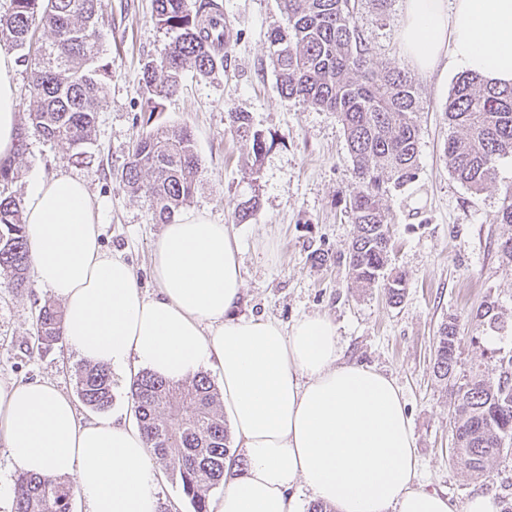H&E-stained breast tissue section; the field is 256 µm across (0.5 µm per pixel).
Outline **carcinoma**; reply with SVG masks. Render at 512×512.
Segmentation results:
<instances>
[{
  "label": "carcinoma",
  "instance_id": "1",
  "mask_svg": "<svg viewBox=\"0 0 512 512\" xmlns=\"http://www.w3.org/2000/svg\"><path fill=\"white\" fill-rule=\"evenodd\" d=\"M287 27L269 35L271 61L281 96L334 112L346 136L356 187L346 209L357 229L345 254L354 283L380 286L392 303L404 296L406 279L388 271L390 230L384 199L390 189L417 175L420 111L415 81L407 72L377 64L356 25L359 0H282ZM104 0H10L0 16V47L25 49L29 67L28 125L49 141L78 149L90 140L96 115L108 95L107 68L97 64V31ZM222 0H154V19L170 34L161 55L145 63L141 111L154 113L158 100L175 95L184 71L208 77L224 67L230 39L217 30ZM47 32L35 37L36 30ZM452 135L444 156L452 176L474 193L495 179L497 162L512 155V87L489 86L476 74L459 77L445 104ZM236 136L252 142L254 158L265 149L246 112H228ZM201 175L192 132L157 128L138 136L120 178L142 194L167 224L193 197ZM28 246L22 201L0 195V275L17 290L28 287ZM476 328L512 330L497 307L476 310ZM62 339V311L46 302L35 323V340L51 346ZM461 343L453 318L443 322L435 347L434 372L449 379ZM76 385L82 402L98 411L112 403L111 372L85 365ZM147 444L171 475L179 478L193 512H208L207 490L224 481L229 459L224 400L199 373L174 384L144 371L130 387ZM455 457L481 475L488 462L512 443V356L500 363L497 381L478 377L459 386ZM72 488L60 479L21 473L12 512H70Z\"/></svg>",
  "mask_w": 512,
  "mask_h": 512
}]
</instances>
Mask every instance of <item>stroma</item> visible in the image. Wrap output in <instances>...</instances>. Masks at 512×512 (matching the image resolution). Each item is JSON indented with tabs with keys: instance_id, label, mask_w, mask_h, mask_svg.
<instances>
[{
	"instance_id": "1",
	"label": "stroma",
	"mask_w": 512,
	"mask_h": 512,
	"mask_svg": "<svg viewBox=\"0 0 512 512\" xmlns=\"http://www.w3.org/2000/svg\"><path fill=\"white\" fill-rule=\"evenodd\" d=\"M223 2L232 34L224 68L206 78L186 71L180 91L150 116L141 110L140 72L160 56L169 36L153 21L152 0H106L97 28L111 76L90 141L77 157L67 144L29 132L8 193L25 197L32 175L61 167L85 178L102 206L104 250L121 253L142 290L154 293L152 249L163 225L144 197L128 192L119 173L146 129L188 128L202 175L186 209L231 225L239 244L245 285L234 315L273 317L286 325L305 315L328 316L338 327L344 360L376 368L400 388L416 438L419 485L461 506L477 489L512 501V455L490 462L481 477L457 463L451 394L475 375L497 380L499 357L512 355V335L476 331L472 321L487 302L512 320V263L498 249L512 237V224L496 220L512 187V156L499 160L495 180L480 193L453 178L443 154L453 133L444 107L458 76L423 74L403 58V0H390L384 17L364 0L356 22L375 60L409 71L422 104L417 178L387 198L392 265L409 286L398 304L389 303L383 289L356 287L339 259L354 235L345 212L354 178L342 124L335 113L280 95L269 52L270 33L285 24L279 0ZM232 109L249 113L265 138L260 161H253L250 142L231 130ZM252 197L258 200L255 214L235 222V206ZM322 250L330 255L324 264L313 259ZM50 298L32 286L17 291L0 278V381L49 380L73 397L81 360L65 342L46 350L34 342L36 316ZM451 317L462 341L455 375L447 381L434 374L433 362L438 328Z\"/></svg>"
}]
</instances>
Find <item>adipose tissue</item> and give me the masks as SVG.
I'll use <instances>...</instances> for the list:
<instances>
[{
    "instance_id": "ef3b65f1",
    "label": "adipose tissue",
    "mask_w": 512,
    "mask_h": 512,
    "mask_svg": "<svg viewBox=\"0 0 512 512\" xmlns=\"http://www.w3.org/2000/svg\"><path fill=\"white\" fill-rule=\"evenodd\" d=\"M400 46L420 72L475 73L512 86V0H404ZM18 63L0 49V158L18 132ZM36 288L61 301L65 342L111 371L180 383L202 368L222 382L242 460L210 512H299L297 494L336 512H499L417 487L406 402L385 373L342 360L337 327L238 317L244 278L230 227L202 213L164 226L152 249L156 290L100 243L87 183L67 169L34 178L24 205ZM0 449L12 468L73 478L79 512H157L160 473L137 418H84L55 383L0 382Z\"/></svg>"
}]
</instances>
